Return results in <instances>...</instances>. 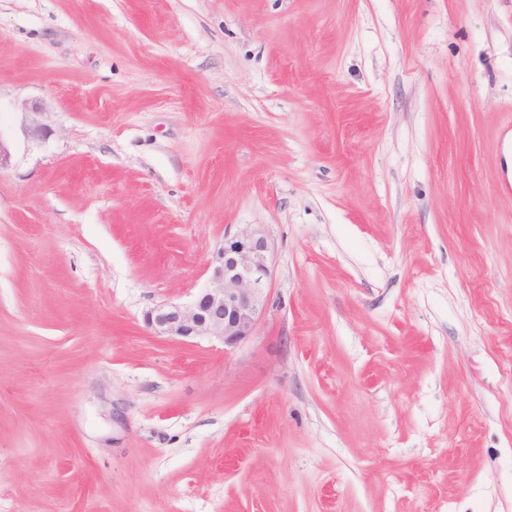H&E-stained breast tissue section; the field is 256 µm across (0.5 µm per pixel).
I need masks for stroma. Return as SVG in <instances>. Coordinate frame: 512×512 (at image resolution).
I'll use <instances>...</instances> for the list:
<instances>
[{
    "label": "stroma",
    "instance_id": "1",
    "mask_svg": "<svg viewBox=\"0 0 512 512\" xmlns=\"http://www.w3.org/2000/svg\"><path fill=\"white\" fill-rule=\"evenodd\" d=\"M508 124L512 0H0V512H512ZM270 246L264 234L245 228L224 240L208 283L187 304L165 302L145 315L156 336L185 341L210 336L232 348L253 336L271 281Z\"/></svg>",
    "mask_w": 512,
    "mask_h": 512
}]
</instances>
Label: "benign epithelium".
<instances>
[{
	"mask_svg": "<svg viewBox=\"0 0 512 512\" xmlns=\"http://www.w3.org/2000/svg\"><path fill=\"white\" fill-rule=\"evenodd\" d=\"M271 274L266 236L245 228L224 240L208 283L194 299L154 307L145 315L147 328L156 336L181 341L210 336L232 348L256 332Z\"/></svg>",
	"mask_w": 512,
	"mask_h": 512,
	"instance_id": "obj_1",
	"label": "benign epithelium"
}]
</instances>
